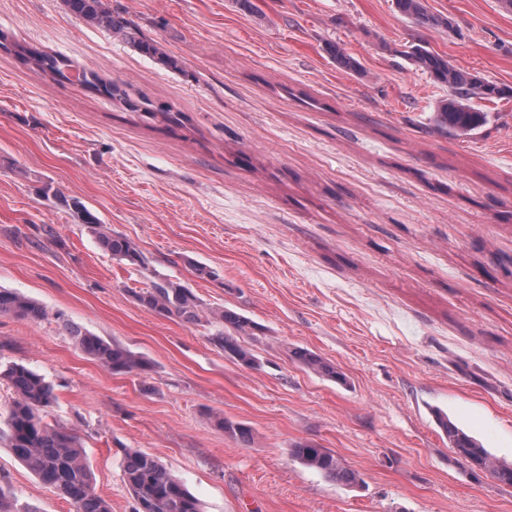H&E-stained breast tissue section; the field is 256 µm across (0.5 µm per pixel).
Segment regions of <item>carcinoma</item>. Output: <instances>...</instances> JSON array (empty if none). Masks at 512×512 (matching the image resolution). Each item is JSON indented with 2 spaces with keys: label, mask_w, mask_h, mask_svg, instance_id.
I'll use <instances>...</instances> for the list:
<instances>
[{
  "label": "carcinoma",
  "mask_w": 512,
  "mask_h": 512,
  "mask_svg": "<svg viewBox=\"0 0 512 512\" xmlns=\"http://www.w3.org/2000/svg\"><path fill=\"white\" fill-rule=\"evenodd\" d=\"M63 3L70 14L85 23L125 36L139 54L170 70H182L178 57L167 52L159 41L138 35L131 20L112 10L107 0H63ZM396 5L401 13L415 18L425 27L450 26L449 21L428 14L423 0H396ZM16 52L34 61L39 72L59 82L77 84L109 98L120 94L117 82L74 68L63 56L21 45L17 46ZM326 52L339 68L346 71L357 69V62L340 45L330 43ZM412 61L435 81L448 86V99L438 105L435 122L439 129L453 134L467 135L483 125L484 112L473 106L470 100H491L512 93L484 81L476 73L449 65L444 57L421 47L412 53ZM73 208L81 222L94 230L104 251L132 265L144 264L141 252L130 239L104 230L98 218L83 205L75 203ZM134 297L140 305L162 317L176 316L189 324L205 317L222 325L223 329L209 337L210 342L240 364L246 367L255 365L254 355L238 339V336L254 329V324L241 314L229 309L207 312L191 289L172 281L157 283L146 291L134 293ZM0 316L37 323L46 319L48 313L37 301L15 291L0 289ZM67 329L81 351L114 373H144L150 368L144 358L126 348L71 324ZM292 356L315 374L343 381L342 374L314 352L295 349ZM3 376L15 392V399L3 420V434L15 457L43 484L67 499L74 512H112L108 501L95 490L93 475L78 436L63 425L45 420L46 409L56 399L50 382L20 363L10 365ZM436 417L451 447L462 460L473 468L490 472L501 484L512 487L511 463L493 460L486 449L456 427L447 416L438 412ZM209 421L238 442L244 445L251 443L252 434L246 426L220 415L210 416ZM292 455L338 483L353 485L357 481L356 474L342 466L326 448L299 443L292 449ZM123 457L124 482L137 503L135 512H202L200 502L156 457L128 448L123 449Z\"/></svg>",
  "instance_id": "1"
}]
</instances>
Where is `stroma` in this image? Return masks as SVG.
I'll use <instances>...</instances> for the list:
<instances>
[{
    "instance_id": "35a3bbf8",
    "label": "stroma",
    "mask_w": 512,
    "mask_h": 512,
    "mask_svg": "<svg viewBox=\"0 0 512 512\" xmlns=\"http://www.w3.org/2000/svg\"><path fill=\"white\" fill-rule=\"evenodd\" d=\"M109 3L182 70L62 0H0V289L49 313L0 316V366L53 385L46 419L78 434L112 512L136 506L126 448L159 459L203 512H512V488L463 463L435 417L512 462V97L479 101L478 131L446 133L433 116L448 88L411 60L422 46L512 88V7L424 0L449 24L423 28L394 0ZM330 42L358 71L336 66ZM17 44L117 81L128 101L39 74ZM144 101L157 117L132 111ZM76 201L143 265L102 250ZM167 280L252 321L240 341L255 366L211 344L214 325L135 300ZM69 323L149 371L102 367ZM296 348L344 382L303 368ZM211 411L253 443L211 426ZM300 442L357 484L303 465ZM0 485L22 512H73L3 439ZM292 455L302 464L318 470L337 483L354 485L357 481L356 474L342 466L328 449L307 442L299 443L293 448Z\"/></svg>"
}]
</instances>
